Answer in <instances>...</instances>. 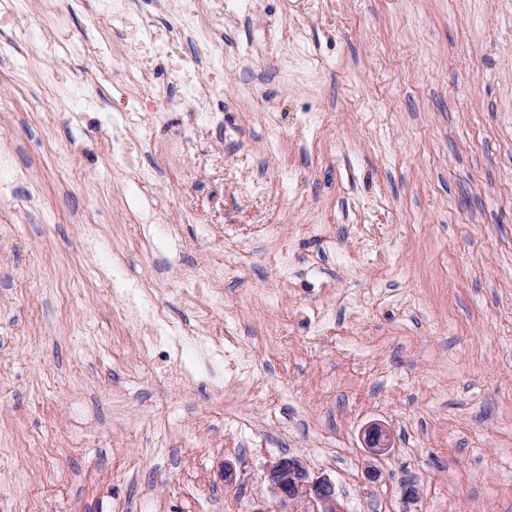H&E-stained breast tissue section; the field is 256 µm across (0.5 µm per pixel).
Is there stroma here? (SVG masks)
<instances>
[{"label":"stroma","mask_w":512,"mask_h":512,"mask_svg":"<svg viewBox=\"0 0 512 512\" xmlns=\"http://www.w3.org/2000/svg\"><path fill=\"white\" fill-rule=\"evenodd\" d=\"M126 5L152 54L0 0V512H266L284 454L348 512H512V0H197L220 63L169 42L185 0ZM362 440L370 457L379 458L392 447V436L389 429L380 423H371L364 428Z\"/></svg>","instance_id":"1"}]
</instances>
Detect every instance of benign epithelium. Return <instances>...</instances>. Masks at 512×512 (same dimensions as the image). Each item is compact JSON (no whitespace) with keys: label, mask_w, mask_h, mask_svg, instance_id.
I'll use <instances>...</instances> for the list:
<instances>
[{"label":"benign epithelium","mask_w":512,"mask_h":512,"mask_svg":"<svg viewBox=\"0 0 512 512\" xmlns=\"http://www.w3.org/2000/svg\"><path fill=\"white\" fill-rule=\"evenodd\" d=\"M362 440L366 452L374 458L385 455L392 447L391 433L380 423L365 427ZM263 479L277 503L273 512H347L338 501L335 483L326 476H310L295 457L284 455L270 462ZM305 502L312 508L297 510Z\"/></svg>","instance_id":"1"}]
</instances>
